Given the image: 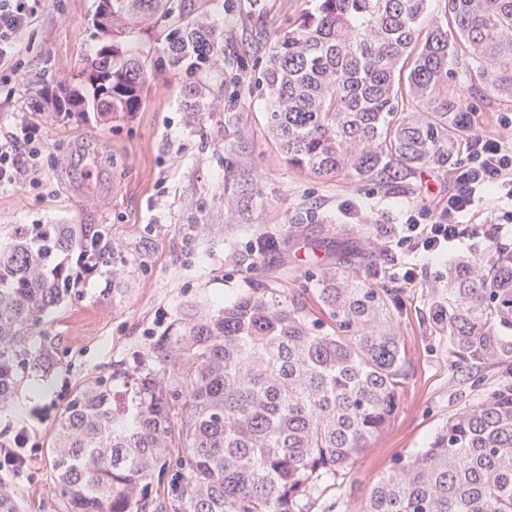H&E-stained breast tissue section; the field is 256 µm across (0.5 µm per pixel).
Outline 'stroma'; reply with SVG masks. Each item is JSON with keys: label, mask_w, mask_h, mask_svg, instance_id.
<instances>
[{"label": "stroma", "mask_w": 512, "mask_h": 512, "mask_svg": "<svg viewBox=\"0 0 512 512\" xmlns=\"http://www.w3.org/2000/svg\"><path fill=\"white\" fill-rule=\"evenodd\" d=\"M310 0H224L216 22L224 61L206 79L204 109L183 111L180 75L152 80L144 107L105 121H67L32 111L39 89L86 66L97 47L95 0H42L0 70V128L27 126L41 155L38 171L20 165L0 188L1 224H85L101 230L115 257L99 265L79 295L65 301L33 338L58 365L24 384L0 412V442L26 429L30 466L0 475L15 512H66L56 495L48 448L65 404L89 378L124 366L160 335L187 302L229 299L275 278L302 288L317 265L333 266L336 243L357 224H403L409 214L446 206L451 169L423 166L404 178L357 183L315 178L291 168L273 147L258 85L275 33L287 30ZM479 132L500 135L512 103L481 88L466 96ZM326 247L311 250L312 239ZM347 270L399 289L401 327L412 377L394 422L360 459L347 496L360 498L395 459L426 444L458 410L512 384V369L460 363L420 322L422 294L437 283L443 258L399 247L397 236L356 238ZM413 281H406V272Z\"/></svg>", "instance_id": "1"}]
</instances>
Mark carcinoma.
<instances>
[{
  "mask_svg": "<svg viewBox=\"0 0 512 512\" xmlns=\"http://www.w3.org/2000/svg\"><path fill=\"white\" fill-rule=\"evenodd\" d=\"M110 2L112 55L99 46L87 82L46 90L43 104L75 120L131 115L148 82L174 71L185 111H202V78L224 58L211 14L192 0ZM313 2L275 36L260 77L267 130L292 168L370 182L446 167L472 136L458 74L512 102V0H441L434 22L431 0ZM84 236L80 224L0 226L1 411L55 367L32 337L74 294L60 258ZM308 279L189 302L127 366L88 379L50 448L68 512H147L173 456L161 509L333 512L325 495L394 420L411 356L397 289L335 267ZM424 303L457 361L512 367V244L489 234L449 260ZM344 508L512 512V385L448 417Z\"/></svg>",
  "mask_w": 512,
  "mask_h": 512,
  "instance_id": "obj_1",
  "label": "carcinoma"
}]
</instances>
